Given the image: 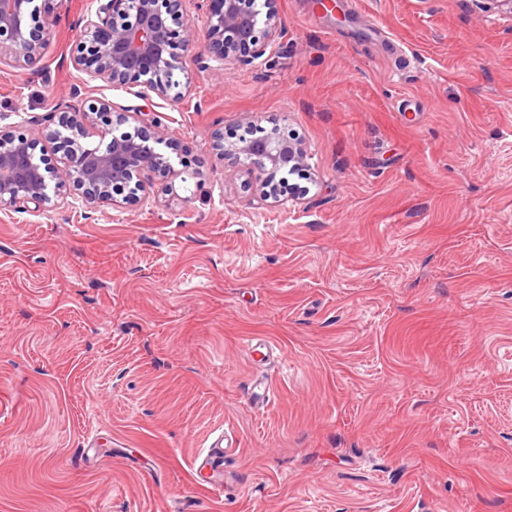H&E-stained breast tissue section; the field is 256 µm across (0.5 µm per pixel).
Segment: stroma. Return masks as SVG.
<instances>
[{
  "instance_id": "1",
  "label": "stroma",
  "mask_w": 512,
  "mask_h": 512,
  "mask_svg": "<svg viewBox=\"0 0 512 512\" xmlns=\"http://www.w3.org/2000/svg\"><path fill=\"white\" fill-rule=\"evenodd\" d=\"M318 3L275 0L269 63H189L178 104L73 67L86 0L0 64V137L56 157L42 127L106 100L180 173L0 210V512H512V15ZM243 114L303 144L305 188L258 203L215 157ZM233 444L226 443L224 448V435L212 442L206 452L197 454L192 460V471L209 486L216 485V478L224 473V459L232 455Z\"/></svg>"
}]
</instances>
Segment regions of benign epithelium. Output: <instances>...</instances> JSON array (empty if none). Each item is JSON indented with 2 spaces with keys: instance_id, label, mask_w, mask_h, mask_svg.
Wrapping results in <instances>:
<instances>
[{
  "instance_id": "1",
  "label": "benign epithelium",
  "mask_w": 512,
  "mask_h": 512,
  "mask_svg": "<svg viewBox=\"0 0 512 512\" xmlns=\"http://www.w3.org/2000/svg\"><path fill=\"white\" fill-rule=\"evenodd\" d=\"M184 2L136 0L135 18L130 20V0H88L82 51L72 60L73 67L114 88L138 86L135 95L142 100L154 94L178 103L189 92V83L179 80L187 53L196 51L194 59L207 68L212 62L220 68L228 63L259 66L275 53L281 20L274 0H264V13L243 6V0H205L202 42L196 26L184 18ZM41 13L35 0H0V35L9 43L6 48L0 45V61L6 56L28 67L39 63L49 35ZM176 20L182 32L178 45L168 37ZM110 112L108 102L62 111L57 127L42 130L62 152L54 163L34 161L33 140L0 138V208L41 210L68 188L82 207L96 211L137 200L138 192H147L156 178L179 176L164 153L175 149V143L160 123L133 133H113L138 113L136 109L116 113L107 143L88 142L97 116ZM212 150L219 159L257 174L263 202H280L277 176L289 175L307 161L302 144L281 136L275 127L261 137L234 140L218 130L212 135ZM125 187L128 195L117 200L115 192Z\"/></svg>"
}]
</instances>
